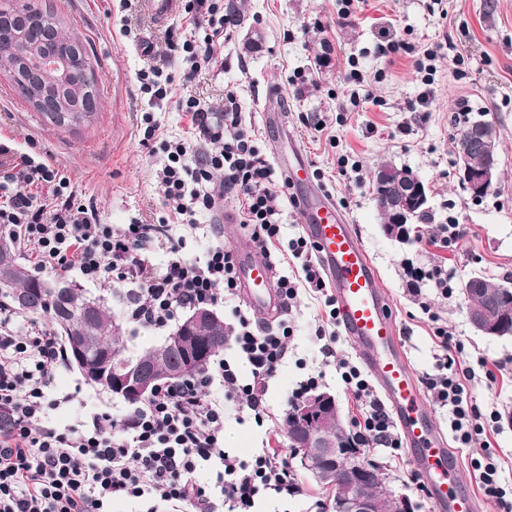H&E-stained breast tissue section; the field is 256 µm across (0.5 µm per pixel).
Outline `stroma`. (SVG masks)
Listing matches in <instances>:
<instances>
[{"mask_svg":"<svg viewBox=\"0 0 512 512\" xmlns=\"http://www.w3.org/2000/svg\"><path fill=\"white\" fill-rule=\"evenodd\" d=\"M69 32L93 49L97 60L100 106L93 125L61 132L43 125L0 75V134L23 139L31 136L37 149L66 173L83 201L94 205L102 223L121 230L132 221L151 223L162 207L164 191L155 178L156 158L142 144L140 118L148 111V97L139 91L138 73L153 64L177 70L168 57L169 31L178 29L180 15L158 23L146 11L143 0L123 8L120 0H48ZM244 11V20L230 39L216 42L214 51L223 58L221 72L205 71L193 82L189 94L221 103L225 90L237 94L242 117L252 125L267 155H274L275 127L264 121L268 105L283 112L287 127L312 169L318 170L316 185L332 195L339 208L357 228L376 267L381 285L392 298L401 338L416 373L432 369L436 353L427 317L408 292L401 269L404 259L422 264L432 259H450L458 270V284L449 298L432 296L450 327L465 346L469 362L483 358L504 361L502 376L490 382L476 378L472 399L481 411L498 409L503 418L492 438L490 455L499 460L502 478L512 484V336L489 337L470 324L462 284L472 274L493 283L512 278V0H444L447 19L432 16L425 0H363L357 21L336 24L337 0H223ZM321 21L324 34L309 32ZM130 28L122 36L121 28ZM405 41L426 45L445 43L464 55L466 75L457 79L451 59L438 65L434 98L426 114L409 111L423 86L409 58L378 56L376 47L383 32ZM333 48L330 65L316 67L322 41ZM154 48L143 55L141 45ZM357 55L367 71L383 72L381 82L369 86L380 105L364 104L362 110L346 111V85L342 63ZM302 72L307 82L292 84L293 72ZM469 100L484 111L492 125L500 177L481 199H474L461 186L454 163L455 132L451 108L457 100ZM323 131H316L319 120ZM410 134H401L402 126ZM359 162L360 173L340 175L339 159ZM409 169L424 182L430 197L431 219L413 226L415 238L400 241L387 235L372 194L371 174L380 163ZM464 224L467 240L450 253H429L426 241L437 225ZM319 302L308 290H300L293 309L296 331L288 341V356L268 387L266 404L279 415L293 384L311 371H324L322 390L337 400L343 428H350L356 403L334 367L324 366L321 343L315 331L321 323ZM58 392L72 400L60 411L75 421L81 413L98 410L118 416L131 409L120 397L88 384L77 369H61L55 380ZM225 433L231 434L233 450L248 455L269 446L287 449L286 431L266 434L251 420H239L235 407H228ZM366 460L378 463L396 493L405 495L413 512H432L423 488L411 480L413 468L408 452L390 456L380 448L362 450ZM302 495L285 500L266 498L257 512H321L329 490L308 476H301Z\"/></svg>","mask_w":512,"mask_h":512,"instance_id":"stroma-1","label":"stroma"}]
</instances>
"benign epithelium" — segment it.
Listing matches in <instances>:
<instances>
[{"mask_svg": "<svg viewBox=\"0 0 512 512\" xmlns=\"http://www.w3.org/2000/svg\"><path fill=\"white\" fill-rule=\"evenodd\" d=\"M456 154L458 177L473 195L488 192L498 181L499 166L495 157L489 156L475 165L465 151L458 149ZM428 206L429 196L423 181L408 170L401 171L396 190L381 202L386 233L399 240L407 239L404 230L411 228L412 214ZM210 317L211 311L199 310L176 333V339L169 343L175 366L168 372L159 371L151 362L127 363L117 359L102 369L89 358L93 337L71 331L64 334V340L71 350L74 366L89 384L96 387L103 384L105 390L115 396L143 403L157 385L193 368L206 356L211 339L189 336L187 331L200 328ZM468 319L475 330L485 336L506 333L503 319L488 315L480 308L468 309ZM336 419V399L331 393L319 392L308 397L292 411L289 447L295 449L300 463L311 471L322 463H331L341 472L342 488L331 492L325 504L327 512H382L383 498L389 495L384 490L383 479L374 465L361 459L359 449L336 445L329 433V426Z\"/></svg>", "mask_w": 512, "mask_h": 512, "instance_id": "benign-epithelium-1", "label": "benign epithelium"}]
</instances>
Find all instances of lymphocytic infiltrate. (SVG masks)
<instances>
[{
  "label": "lymphocytic infiltrate",
  "instance_id": "1",
  "mask_svg": "<svg viewBox=\"0 0 512 512\" xmlns=\"http://www.w3.org/2000/svg\"><path fill=\"white\" fill-rule=\"evenodd\" d=\"M180 4L189 29L170 33L167 40L170 55L181 62L179 74L151 65L138 75L141 93L154 102L176 100L190 117L193 135L189 141L157 136L153 115L142 117L149 151L163 160L157 171L163 214L157 223L114 231L45 156L20 150L8 139L0 140V235L38 271L124 289L129 322L149 330L165 329L188 311L231 304L236 358H216L200 375L159 386L147 402L121 417L92 412L64 424L55 416L66 402L54 390L64 365L61 346L45 323L0 303V413L7 416L0 425V512H112L116 501H160L172 512L187 502L196 512H218L223 505L232 512H253L261 495L285 499L303 491L282 450L259 448L246 460L226 452L224 419L228 403L240 400L257 425L280 427L267 411L265 394L294 333L286 313L303 284L323 298L331 325L338 322L336 303L320 264L312 260L311 241L303 235L282 238L289 181L277 176L246 126L236 93L227 91L219 107L175 96V84L191 83L201 70L217 66L213 45L233 24L220 0ZM379 52L414 54L408 43L392 38ZM414 56L424 85L417 104L424 108L433 95L442 47ZM218 172L224 178L216 191L212 183ZM228 195L237 203L241 235L272 266L301 263V277L276 278L284 315L275 324L261 325L252 312L235 306L236 256L223 242L222 225H209L212 242L201 256L183 254L185 232L197 230L199 217L223 207ZM156 240L166 242L169 253L159 274L146 255L147 243ZM402 268L409 293L433 324L437 353L432 372L423 378L427 393L446 410L460 447H490L499 414L483 415L469 403L468 384L479 371L495 381L502 366L484 359L478 367L468 366L463 343L424 295L432 288L451 296L456 270L444 261L417 266L409 259ZM339 366L359 408L351 444L401 448L396 426L369 382L348 361Z\"/></svg>",
  "mask_w": 512,
  "mask_h": 512
}]
</instances>
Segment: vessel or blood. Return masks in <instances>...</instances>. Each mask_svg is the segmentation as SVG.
I'll use <instances>...</instances> for the list:
<instances>
[{"label":"vessel or blood","instance_id":"b4317fda","mask_svg":"<svg viewBox=\"0 0 512 512\" xmlns=\"http://www.w3.org/2000/svg\"><path fill=\"white\" fill-rule=\"evenodd\" d=\"M298 214L305 234L316 245L345 336L377 383L433 512H482V502L461 477L448 436L400 339L391 298L354 225L320 190L300 199ZM236 255L243 300L259 322L274 320L281 302L273 267L253 247L237 250Z\"/></svg>","mask_w":512,"mask_h":512}]
</instances>
